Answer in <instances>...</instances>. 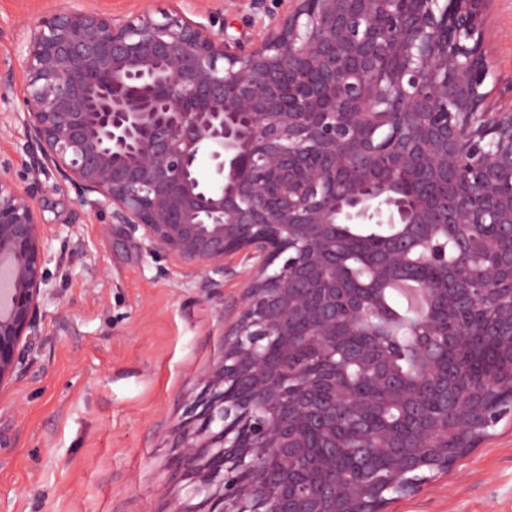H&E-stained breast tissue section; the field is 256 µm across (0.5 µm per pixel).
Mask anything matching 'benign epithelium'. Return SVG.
<instances>
[{
    "label": "benign epithelium",
    "instance_id": "1",
    "mask_svg": "<svg viewBox=\"0 0 512 512\" xmlns=\"http://www.w3.org/2000/svg\"><path fill=\"white\" fill-rule=\"evenodd\" d=\"M249 2L268 23L238 37L149 9L118 22L65 7L28 29L15 119L32 179L21 188L0 177V385L45 335L48 246L33 199L50 170L78 204L109 211L126 237L207 288L224 279L226 256L251 263L211 397L177 460L206 512H367L378 483L336 479V433L360 427L377 398L346 366L406 414L356 445L365 468L382 457L408 477L406 495L447 467L448 427L469 428L484 401L448 403L457 382L440 370V313L512 289V250L479 264L470 234L489 224L512 240V102L495 98L491 0H288L286 14ZM371 125L392 139L378 144ZM338 224L397 227L374 259L377 280L398 276L414 247L428 252L438 279L422 288L414 346L429 411L384 337L349 344L377 302L346 284ZM439 233L454 241L451 266ZM495 336L512 349V302ZM300 346L329 359L321 375L279 368Z\"/></svg>",
    "mask_w": 512,
    "mask_h": 512
}]
</instances>
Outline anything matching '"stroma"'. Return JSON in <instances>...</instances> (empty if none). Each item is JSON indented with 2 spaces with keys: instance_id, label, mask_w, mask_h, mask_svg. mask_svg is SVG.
Here are the masks:
<instances>
[{
  "instance_id": "35a3bbf8",
  "label": "stroma",
  "mask_w": 512,
  "mask_h": 512,
  "mask_svg": "<svg viewBox=\"0 0 512 512\" xmlns=\"http://www.w3.org/2000/svg\"><path fill=\"white\" fill-rule=\"evenodd\" d=\"M119 20L180 9L212 30L251 32L249 0H0V162L25 185V75L19 43L58 6ZM488 24L503 74L512 73V0ZM34 197L48 242L45 334L20 376L0 387V512H176L193 504L174 473L179 437L206 373L224 353L248 263L225 261L219 288L178 262L154 258L111 227L109 213L78 206L53 173ZM385 512H512V414L448 473Z\"/></svg>"
}]
</instances>
